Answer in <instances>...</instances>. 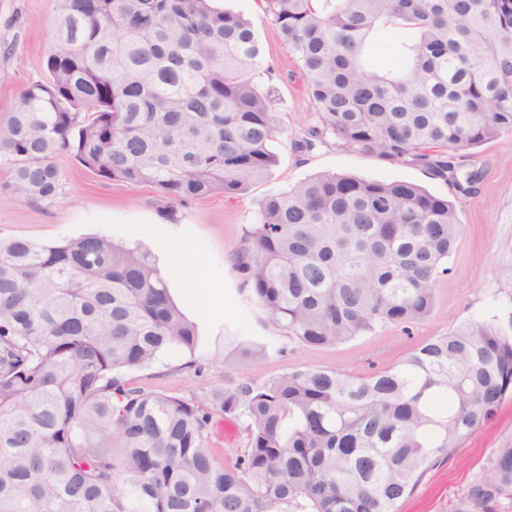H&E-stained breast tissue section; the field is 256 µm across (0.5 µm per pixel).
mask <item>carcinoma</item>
<instances>
[{
	"instance_id": "cac0c4a2",
	"label": "carcinoma",
	"mask_w": 512,
	"mask_h": 512,
	"mask_svg": "<svg viewBox=\"0 0 512 512\" xmlns=\"http://www.w3.org/2000/svg\"><path fill=\"white\" fill-rule=\"evenodd\" d=\"M335 140L469 192L461 160L512 133V0H263ZM44 78L0 127V201L57 197L55 157L147 186L174 209L275 165L272 100L249 23L210 0H58ZM391 32L386 68L371 57ZM462 231L404 181L321 174L264 198L239 270L302 347L334 348L432 313ZM196 324L140 247L97 234L0 241V512H396L512 397V313L434 336L382 371L291 369L175 398L123 373ZM247 445L225 465L216 414ZM455 512H512V438Z\"/></svg>"
}]
</instances>
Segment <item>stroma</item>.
I'll return each mask as SVG.
<instances>
[{"label":"stroma","instance_id":"obj_1","mask_svg":"<svg viewBox=\"0 0 512 512\" xmlns=\"http://www.w3.org/2000/svg\"><path fill=\"white\" fill-rule=\"evenodd\" d=\"M223 8L249 21L262 50L255 84L268 92L280 122L271 143L276 163L269 175L234 195L191 201L175 215L166 202L145 186L98 179L67 154L56 162L62 187L51 201L36 205L0 204V239L26 237L55 244L98 233L114 241L142 243L161 270L176 301L186 289L199 293L186 316L198 327L196 369L190 357L167 353L152 367L128 371L136 386L176 398L208 394L243 383L262 384L292 368H329L364 375L392 365L411 348L432 336L468 322H482L512 312V282L500 278L499 267L512 264V134L478 148L465 161L483 178L476 192L465 194L434 179L419 166L393 163L355 149L328 143L310 151L296 149L316 115L295 56L259 0H221ZM57 0H0V115L16 101L27 83L42 79L49 49L48 22ZM323 173L350 174L380 181H404L448 198L463 224L449 271L437 285L433 313L410 332L390 329L384 337L367 336L331 349L301 347L291 342L259 303L235 256L244 232L256 223L258 203L274 192ZM143 225L179 230L188 247L179 269L139 239ZM512 437V400L491 421L479 426L448 461L431 470L414 494L401 500L398 512H453L458 497L493 448Z\"/></svg>","mask_w":512,"mask_h":512}]
</instances>
